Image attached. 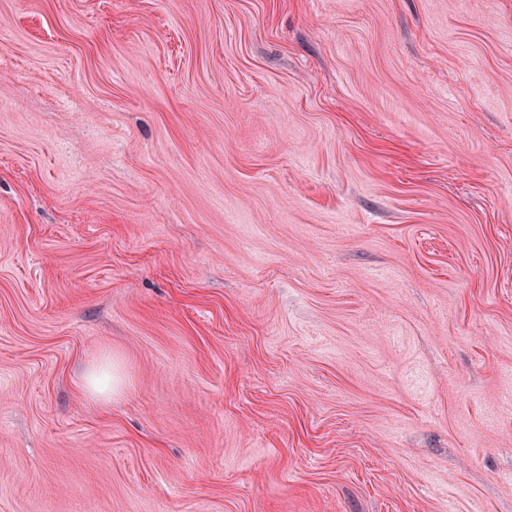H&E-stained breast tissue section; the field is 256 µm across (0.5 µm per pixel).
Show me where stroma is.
Segmentation results:
<instances>
[{
  "instance_id": "stroma-1",
  "label": "stroma",
  "mask_w": 512,
  "mask_h": 512,
  "mask_svg": "<svg viewBox=\"0 0 512 512\" xmlns=\"http://www.w3.org/2000/svg\"><path fill=\"white\" fill-rule=\"evenodd\" d=\"M0 512H512V0H0Z\"/></svg>"
}]
</instances>
